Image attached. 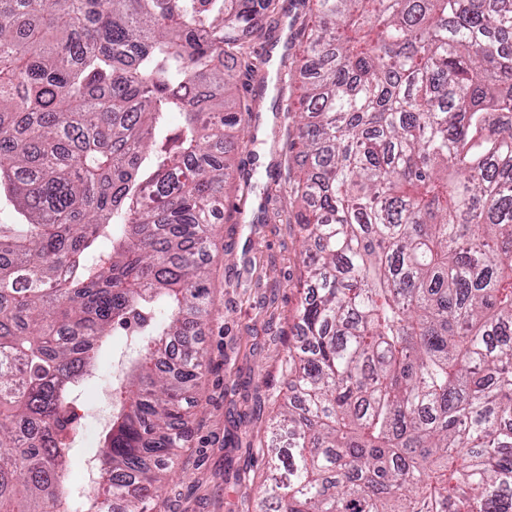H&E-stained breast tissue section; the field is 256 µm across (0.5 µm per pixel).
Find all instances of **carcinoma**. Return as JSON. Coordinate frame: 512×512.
I'll return each mask as SVG.
<instances>
[{
	"label": "carcinoma",
	"mask_w": 512,
	"mask_h": 512,
	"mask_svg": "<svg viewBox=\"0 0 512 512\" xmlns=\"http://www.w3.org/2000/svg\"><path fill=\"white\" fill-rule=\"evenodd\" d=\"M275 2L0 0V198L24 218L0 224V512L64 508L75 389L132 321L87 512H146L184 447L250 116L228 60ZM309 11L300 343L260 512H512V0Z\"/></svg>",
	"instance_id": "cac0c4a2"
}]
</instances>
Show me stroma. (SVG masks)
Returning <instances> with one entry per match:
<instances>
[{
	"mask_svg": "<svg viewBox=\"0 0 512 512\" xmlns=\"http://www.w3.org/2000/svg\"><path fill=\"white\" fill-rule=\"evenodd\" d=\"M307 11L301 0H277L237 62L236 94L257 115L235 141L225 217L213 226L211 312L199 338L208 367L188 411L190 432L176 451L177 468L166 474L148 512H259L268 426L288 392L285 362L302 271L298 228L279 217L292 197L282 153L286 119L271 105L301 80L280 60L298 51ZM245 178L252 189L244 197L237 186ZM126 345L115 334L77 390L68 479L78 499L89 492L78 465L98 450L94 428L114 404L112 354Z\"/></svg>",
	"mask_w": 512,
	"mask_h": 512,
	"instance_id": "35a3bbf8",
	"label": "stroma"
}]
</instances>
